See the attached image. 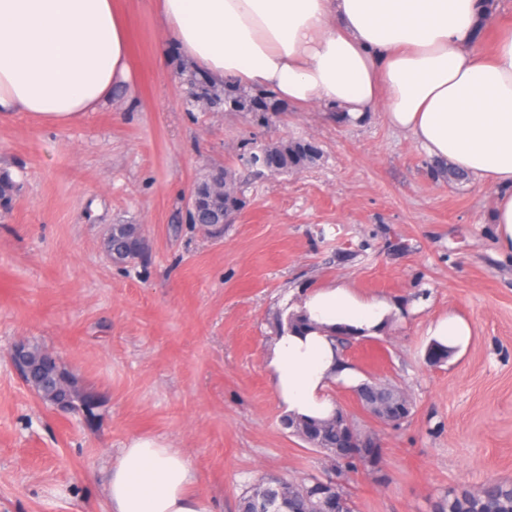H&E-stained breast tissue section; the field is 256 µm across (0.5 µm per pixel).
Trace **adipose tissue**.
I'll return each mask as SVG.
<instances>
[{
	"label": "adipose tissue",
	"mask_w": 512,
	"mask_h": 512,
	"mask_svg": "<svg viewBox=\"0 0 512 512\" xmlns=\"http://www.w3.org/2000/svg\"><path fill=\"white\" fill-rule=\"evenodd\" d=\"M163 45L216 89L266 92L358 125L372 113L433 164L481 180L499 251L512 256V32L479 48L491 0H156ZM113 0H0V116L65 126L131 82ZM316 330L284 331L264 367L286 414L324 419L355 382L334 336L378 335L395 308L339 284L308 294ZM190 458L139 437L106 471L109 512H214Z\"/></svg>",
	"instance_id": "1"
}]
</instances>
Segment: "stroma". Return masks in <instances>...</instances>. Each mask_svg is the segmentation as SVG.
<instances>
[{"label": "stroma", "instance_id": "obj_1", "mask_svg": "<svg viewBox=\"0 0 512 512\" xmlns=\"http://www.w3.org/2000/svg\"><path fill=\"white\" fill-rule=\"evenodd\" d=\"M117 3L130 84L63 127L0 118V171L20 186L0 211V512H107L105 470L137 437L186 452L216 512H237L264 474L322 470V454L282 428L264 354L278 316L338 281L401 307L343 357L413 406L382 425L350 385L333 386L383 448L377 467L350 476L356 512H433L446 492L512 481V257L496 246L490 189L435 178L377 114L346 125L283 102L263 123L202 109L176 50L155 63L154 0ZM278 139L320 155L285 175L242 166L241 154ZM214 168L235 173L245 200L217 235L188 218L194 184ZM114 224L141 226L136 263L104 252ZM448 314L471 335L429 365V328ZM21 341L53 351L94 398V419L40 400L9 358Z\"/></svg>", "mask_w": 512, "mask_h": 512}]
</instances>
